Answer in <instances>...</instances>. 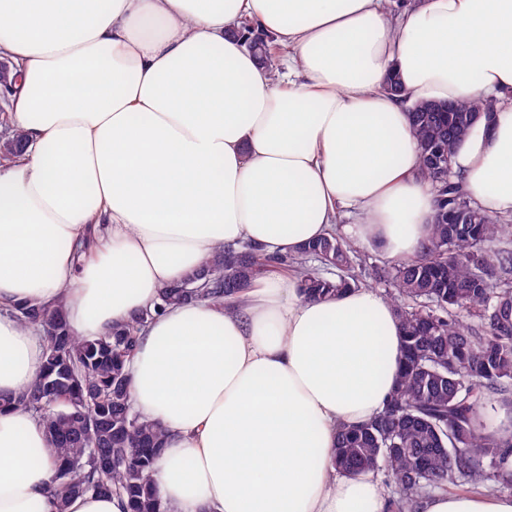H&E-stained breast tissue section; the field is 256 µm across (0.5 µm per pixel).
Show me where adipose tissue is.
Listing matches in <instances>:
<instances>
[{"instance_id": "1", "label": "adipose tissue", "mask_w": 512, "mask_h": 512, "mask_svg": "<svg viewBox=\"0 0 512 512\" xmlns=\"http://www.w3.org/2000/svg\"><path fill=\"white\" fill-rule=\"evenodd\" d=\"M287 48L279 74L245 45ZM0 59L19 80L0 159V396L35 379L43 332L16 309L63 305L103 336L226 244L292 253L328 234L420 253L436 206L411 132L417 102L496 97L454 169L485 213L512 215V0H0ZM404 88H384L388 73ZM400 325L370 288L306 299L288 277L234 305L168 306L130 364L135 408L167 440L152 481L168 512H389L372 474L331 466L344 425L380 413ZM42 420L0 414V512L58 504ZM420 512H512L511 493L437 492Z\"/></svg>"}]
</instances>
